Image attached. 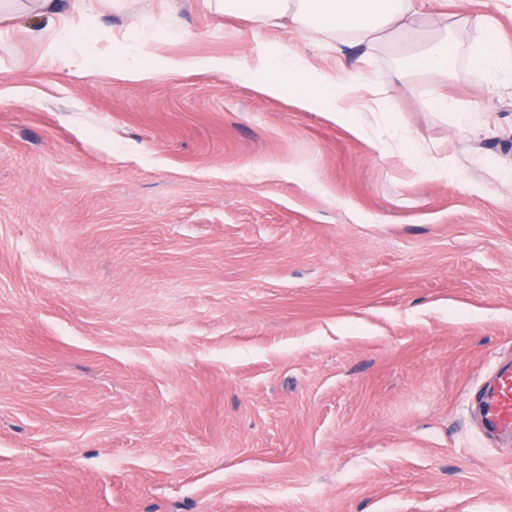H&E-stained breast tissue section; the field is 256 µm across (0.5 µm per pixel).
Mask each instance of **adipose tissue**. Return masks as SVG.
Masks as SVG:
<instances>
[{
  "instance_id": "1",
  "label": "adipose tissue",
  "mask_w": 512,
  "mask_h": 512,
  "mask_svg": "<svg viewBox=\"0 0 512 512\" xmlns=\"http://www.w3.org/2000/svg\"><path fill=\"white\" fill-rule=\"evenodd\" d=\"M421 0H224L228 13L246 12L260 28H294L334 41L336 50L368 51L379 39L414 36ZM482 41L475 52L477 65L490 81L512 75V53L502 51L494 29L481 24ZM455 46L451 32L431 39H416L407 56L412 68L437 79L448 76L449 57ZM262 81L268 94L287 89L303 90L308 107L328 110L336 123L349 126L358 135L366 134L362 113L353 111L349 99L360 82L358 72L340 79L324 72L308 75L299 58L281 49L267 61Z\"/></svg>"
}]
</instances>
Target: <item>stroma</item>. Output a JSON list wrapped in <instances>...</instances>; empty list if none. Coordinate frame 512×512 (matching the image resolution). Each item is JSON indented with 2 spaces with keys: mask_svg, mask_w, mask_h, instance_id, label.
<instances>
[{
  "mask_svg": "<svg viewBox=\"0 0 512 512\" xmlns=\"http://www.w3.org/2000/svg\"><path fill=\"white\" fill-rule=\"evenodd\" d=\"M29 3L0 6V512H512L478 411L512 362V87L471 56L479 18L512 51V0H428L444 82L387 39L358 64L428 172L209 65L340 74L306 33ZM445 32L431 39H416L415 47L406 56L405 61L411 63L412 68L421 69L437 79L444 80L448 76L449 57L455 46L449 28L453 23H448V16L438 19Z\"/></svg>",
  "mask_w": 512,
  "mask_h": 512,
  "instance_id": "obj_1",
  "label": "stroma"
}]
</instances>
